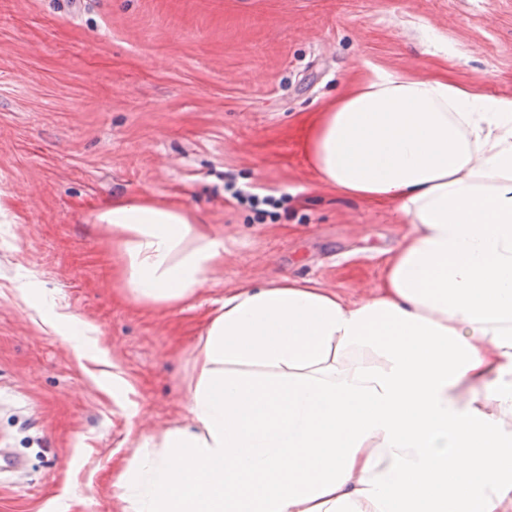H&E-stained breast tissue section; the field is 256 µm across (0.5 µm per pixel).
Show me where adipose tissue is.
Here are the masks:
<instances>
[{
  "label": "adipose tissue",
  "instance_id": "1",
  "mask_svg": "<svg viewBox=\"0 0 512 512\" xmlns=\"http://www.w3.org/2000/svg\"><path fill=\"white\" fill-rule=\"evenodd\" d=\"M301 151L410 229L362 301L287 277L225 293L193 425L133 437L125 512H512V96L373 65ZM95 221L147 307L224 260L180 206L121 198Z\"/></svg>",
  "mask_w": 512,
  "mask_h": 512
}]
</instances>
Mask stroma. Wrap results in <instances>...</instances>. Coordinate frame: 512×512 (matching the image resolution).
Instances as JSON below:
<instances>
[{
	"label": "stroma",
	"mask_w": 512,
	"mask_h": 512,
	"mask_svg": "<svg viewBox=\"0 0 512 512\" xmlns=\"http://www.w3.org/2000/svg\"><path fill=\"white\" fill-rule=\"evenodd\" d=\"M372 65L512 96V0H0V448L25 461L0 473V512H123L132 434L192 424L225 292L287 276L358 301L379 285L407 225L319 185L299 150ZM229 179L277 207L257 219ZM139 194L224 233L183 304L143 307L115 280L94 214ZM45 298L91 328L84 352L44 324Z\"/></svg>",
	"instance_id": "obj_1"
}]
</instances>
